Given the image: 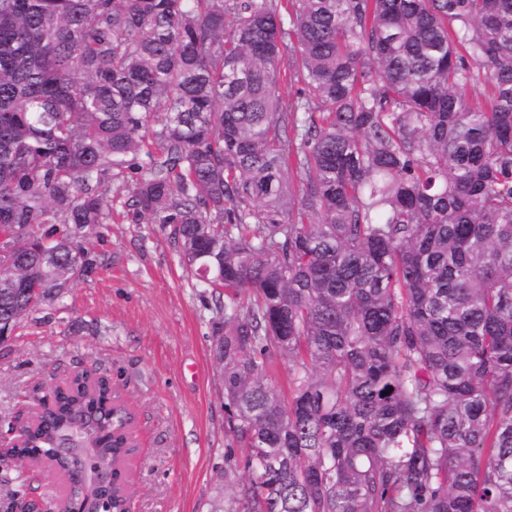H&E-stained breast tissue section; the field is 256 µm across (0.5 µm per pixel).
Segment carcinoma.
<instances>
[{"instance_id": "cac0c4a2", "label": "carcinoma", "mask_w": 512, "mask_h": 512, "mask_svg": "<svg viewBox=\"0 0 512 512\" xmlns=\"http://www.w3.org/2000/svg\"><path fill=\"white\" fill-rule=\"evenodd\" d=\"M122 193L214 299L225 512H512V0H0V333ZM133 418L77 370L18 455Z\"/></svg>"}]
</instances>
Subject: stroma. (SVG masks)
I'll return each instance as SVG.
<instances>
[{"label": "stroma", "mask_w": 512, "mask_h": 512, "mask_svg": "<svg viewBox=\"0 0 512 512\" xmlns=\"http://www.w3.org/2000/svg\"><path fill=\"white\" fill-rule=\"evenodd\" d=\"M86 245L102 266L70 290L65 308L33 312L0 347V419L22 413L36 384L97 365L138 413L133 512H223L245 475V451L225 422L210 295L186 274L169 225L104 224ZM13 473L0 480V498L45 500L61 488L44 468Z\"/></svg>", "instance_id": "35a3bbf8"}]
</instances>
